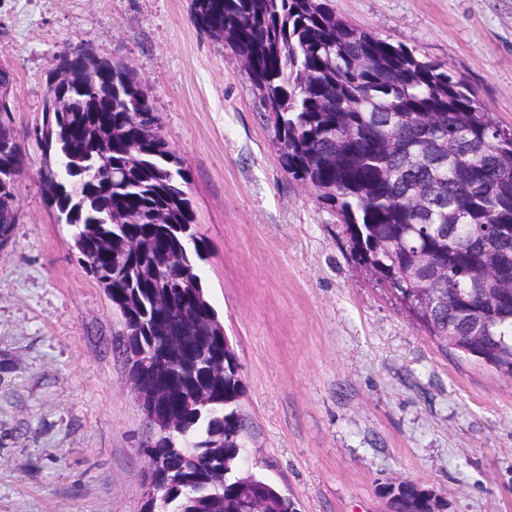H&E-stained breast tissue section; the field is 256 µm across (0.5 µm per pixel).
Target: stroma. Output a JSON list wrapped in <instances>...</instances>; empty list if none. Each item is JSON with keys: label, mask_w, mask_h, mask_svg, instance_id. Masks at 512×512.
<instances>
[{"label": "stroma", "mask_w": 512, "mask_h": 512, "mask_svg": "<svg viewBox=\"0 0 512 512\" xmlns=\"http://www.w3.org/2000/svg\"><path fill=\"white\" fill-rule=\"evenodd\" d=\"M191 0H0V68L29 159L0 248V512H142L150 431L121 319L39 180L47 79L69 45L132 66L186 169L200 271L234 344L252 451L297 512H389L411 481L447 512H512V377L442 351L281 169L238 56ZM474 87L512 128V0H331Z\"/></svg>", "instance_id": "1"}]
</instances>
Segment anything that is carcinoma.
Listing matches in <instances>:
<instances>
[{"mask_svg": "<svg viewBox=\"0 0 512 512\" xmlns=\"http://www.w3.org/2000/svg\"><path fill=\"white\" fill-rule=\"evenodd\" d=\"M191 21L241 58L282 170L340 217L352 260L379 264L385 281L400 278L408 312L407 300L431 289L413 318L445 349L487 318L482 353L512 376V294L487 297L469 280L488 250L512 279V234H491L512 225V130L448 68L337 17L329 0H192ZM57 61L98 78L47 83L45 101L56 98L59 109L40 178L81 267L121 315L124 347L152 354L136 376L173 431L142 447L164 463L149 479L185 512H248L255 500L296 512L260 472L239 467L248 438L240 365L198 274L202 240H184L195 223L189 178L159 112L124 62L83 46ZM9 81L1 71L0 144L17 139ZM474 143L486 149L467 165L453 161ZM22 173L0 153L1 248L19 221ZM186 486L199 497L183 499ZM383 496L391 512L447 509L412 482Z\"/></svg>", "mask_w": 512, "mask_h": 512, "instance_id": "cac0c4a2", "label": "carcinoma"}]
</instances>
